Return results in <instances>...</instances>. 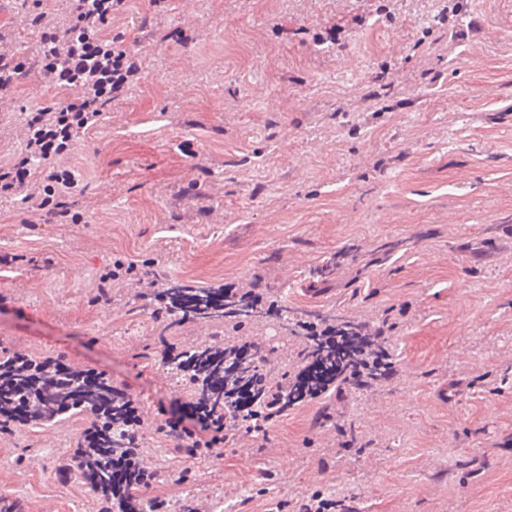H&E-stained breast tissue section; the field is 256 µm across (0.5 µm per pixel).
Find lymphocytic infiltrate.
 I'll list each match as a JSON object with an SVG mask.
<instances>
[{
	"label": "lymphocytic infiltrate",
	"mask_w": 512,
	"mask_h": 512,
	"mask_svg": "<svg viewBox=\"0 0 512 512\" xmlns=\"http://www.w3.org/2000/svg\"><path fill=\"white\" fill-rule=\"evenodd\" d=\"M124 0H70L68 20L58 31L44 23L43 14L31 20L40 33L43 46L38 69L48 84L70 90V97L56 107L32 109L26 117L25 154L17 162L0 166V198L22 197L47 224H75L79 213L73 212L65 192L76 185L75 175L64 165L112 101L137 80L141 64L122 37L102 38V26L120 11ZM145 289V298L155 316L173 315L175 304L159 288L151 270L136 264H115L102 275L98 303L111 301V289L118 280ZM224 302L235 308H263L267 316L279 318L281 310L269 301L260 276L225 283ZM305 343L315 344L318 355L302 354L292 372L287 373L288 400H281L279 388L273 387L267 371L274 360L272 350L253 338L234 342L255 365L254 382L224 385V415L213 418L198 406H190L189 415L196 428L183 426L181 420L168 419L157 425L158 433L174 439L190 457H217L219 448L234 443L248 446L254 432L325 393L330 386H344L369 391L393 381L398 375L396 361L388 347L383 325L355 321L353 335L342 333L325 322L306 321L301 325ZM126 453L112 461L114 491H123L130 481L150 489L156 471L140 457L144 443V421L136 401H129Z\"/></svg>",
	"instance_id": "obj_1"
}]
</instances>
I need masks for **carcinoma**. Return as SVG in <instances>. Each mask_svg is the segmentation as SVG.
I'll use <instances>...</instances> for the list:
<instances>
[{"label":"carcinoma","instance_id":"1","mask_svg":"<svg viewBox=\"0 0 512 512\" xmlns=\"http://www.w3.org/2000/svg\"><path fill=\"white\" fill-rule=\"evenodd\" d=\"M173 299H189L196 302L190 313L191 321L218 322L224 330L233 333L247 322L252 325L264 323L261 312L244 311L235 318L224 317L220 302L224 297L214 289L190 290L183 295L180 287L170 289ZM186 361L166 362V366L184 376L191 400L201 405H210L211 412L221 415L224 410V379L239 382L252 374V366L235 359L230 368L224 367V344L210 342L183 352ZM52 355L21 353L7 348L0 349V427L10 432L14 423L11 410L16 397L29 402L27 420L34 422H59L73 415L85 414L91 418L90 425L76 441V447L88 455L92 448L120 447L121 432L125 429V409L122 402H113L112 379L95 372L92 368L75 367L64 381L48 378L46 368L54 363ZM112 475L102 463H97L92 477L83 480L97 498L109 502L106 487ZM138 484H132L125 496L134 500L132 512H168L164 503L139 494Z\"/></svg>","mask_w":512,"mask_h":512}]
</instances>
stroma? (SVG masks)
<instances>
[{"label":"stroma","instance_id":"35a3bbf8","mask_svg":"<svg viewBox=\"0 0 512 512\" xmlns=\"http://www.w3.org/2000/svg\"><path fill=\"white\" fill-rule=\"evenodd\" d=\"M442 0H125L123 36L141 79L67 159L77 224H32L0 200V347L65 357L138 403L141 453L178 456L156 433L182 418L185 379L130 288L92 304L113 261L168 285L217 288L260 275L278 305L312 319L386 322L399 375L375 391L328 392L221 459H189L191 483L146 495L211 512H295L313 494L356 512H512V0H468L481 41L437 40ZM57 0H15L23 56ZM364 16L341 43L314 31ZM379 111L358 98L382 68ZM38 73L0 101V165L24 149L27 112L68 98ZM493 243L486 263L468 250ZM348 257L339 266L330 259ZM353 424L335 445L328 419ZM76 419L0 435V494L41 512H99L72 463ZM61 448L43 458L45 442Z\"/></svg>","mask_w":512,"mask_h":512}]
</instances>
